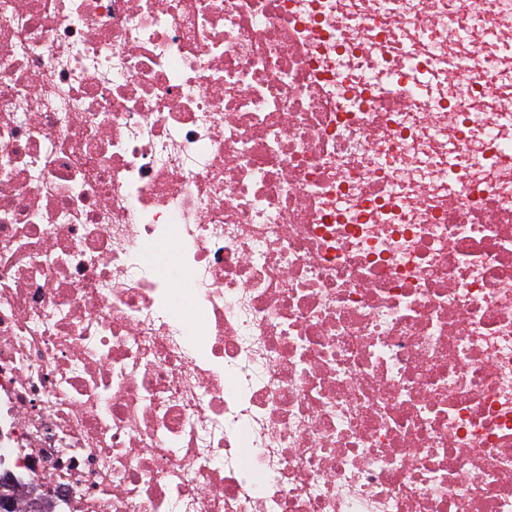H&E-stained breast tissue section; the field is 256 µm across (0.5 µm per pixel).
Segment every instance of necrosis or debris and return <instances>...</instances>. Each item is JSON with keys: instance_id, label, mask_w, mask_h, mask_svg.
I'll list each match as a JSON object with an SVG mask.
<instances>
[{"instance_id": "4bbe7bcc", "label": "necrosis or debris", "mask_w": 512, "mask_h": 512, "mask_svg": "<svg viewBox=\"0 0 512 512\" xmlns=\"http://www.w3.org/2000/svg\"><path fill=\"white\" fill-rule=\"evenodd\" d=\"M512 0H0V471L43 512H512ZM491 32L475 48L459 23ZM458 59L441 111L390 46ZM460 145L456 181L448 150ZM192 300L172 314L173 292ZM427 46L420 47L414 54L405 55L399 67L387 75V79L396 89L394 105L406 109L415 103L430 102L439 71L433 66H423L418 59L429 55Z\"/></svg>"}]
</instances>
